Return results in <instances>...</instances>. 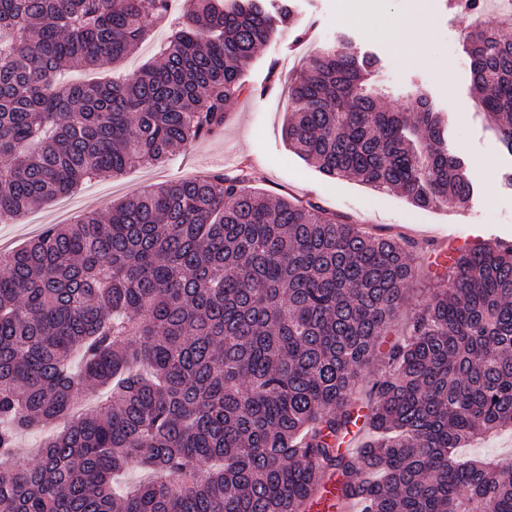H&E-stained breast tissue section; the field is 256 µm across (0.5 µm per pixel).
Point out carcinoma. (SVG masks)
Instances as JSON below:
<instances>
[{
	"label": "carcinoma",
	"mask_w": 512,
	"mask_h": 512,
	"mask_svg": "<svg viewBox=\"0 0 512 512\" xmlns=\"http://www.w3.org/2000/svg\"><path fill=\"white\" fill-rule=\"evenodd\" d=\"M293 0H0V218L161 163L219 131ZM159 23L161 60L118 82ZM478 104L512 156V39L477 26ZM378 61L337 41L289 90L288 148L332 179L461 208L448 116L382 107ZM244 171L150 186L0 256V512H304L326 474L359 512H512V461L457 449L512 427V244L467 248L389 350L353 455L352 389L413 277L405 247ZM132 465L157 472L119 494Z\"/></svg>",
	"instance_id": "cac0c4a2"
}]
</instances>
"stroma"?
<instances>
[{"instance_id": "1", "label": "stroma", "mask_w": 512, "mask_h": 512, "mask_svg": "<svg viewBox=\"0 0 512 512\" xmlns=\"http://www.w3.org/2000/svg\"><path fill=\"white\" fill-rule=\"evenodd\" d=\"M347 3L375 12L377 24L341 21L339 14ZM420 3L425 6L432 35L414 52L400 44L393 31L396 22L409 20ZM296 4L294 27L258 50L244 72L247 90L228 112L219 133L176 150L162 165L92 182L70 195L68 219L76 221L90 210L105 212L112 203L150 184L242 168L257 191L272 198L317 203L351 217L375 235L392 236L416 226L415 236L404 242L416 268L406 301L352 392L353 410L362 414L374 383L385 376L389 349L408 336L414 312L446 283L447 270L435 262L444 239L456 241L462 249L484 241L512 243V188L502 180L503 172L512 168V155L502 148L480 113L463 47L464 36L475 21L499 25L503 13L512 10V0H486L477 16L462 11L453 0H296ZM301 30L306 33L302 39L297 36ZM340 35L353 50L378 59L386 108L412 111V93L418 89L437 111L457 109V120L448 124V146L468 163L476 185L468 205L419 208L394 192H380L351 179L325 178L288 149L282 126L288 116L290 81L302 65ZM59 207V201L46 202L18 219L0 221V244L10 250L23 246L39 227L58 223Z\"/></svg>"}]
</instances>
